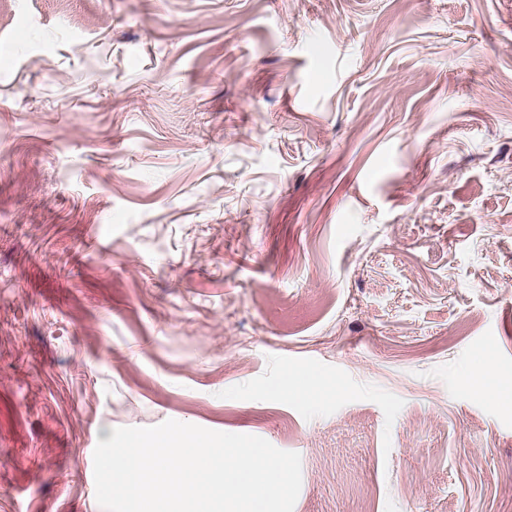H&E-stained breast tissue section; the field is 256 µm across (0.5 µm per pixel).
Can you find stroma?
<instances>
[{"instance_id": "35a3bbf8", "label": "stroma", "mask_w": 512, "mask_h": 512, "mask_svg": "<svg viewBox=\"0 0 512 512\" xmlns=\"http://www.w3.org/2000/svg\"><path fill=\"white\" fill-rule=\"evenodd\" d=\"M317 375L313 397L275 398ZM512 0H0V512L167 420L294 512H512Z\"/></svg>"}]
</instances>
